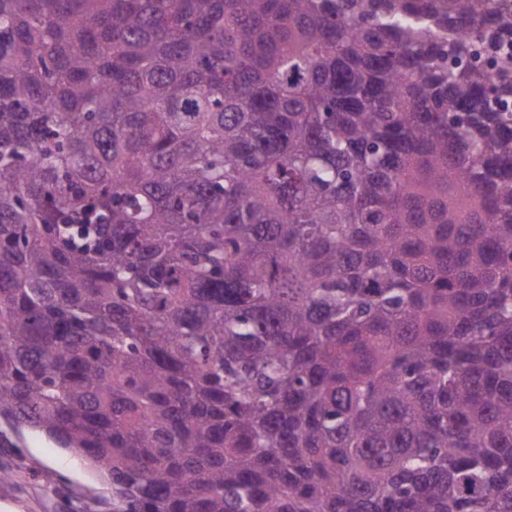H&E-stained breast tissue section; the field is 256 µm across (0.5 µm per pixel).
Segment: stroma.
<instances>
[{
  "label": "stroma",
  "instance_id": "1",
  "mask_svg": "<svg viewBox=\"0 0 512 512\" xmlns=\"http://www.w3.org/2000/svg\"><path fill=\"white\" fill-rule=\"evenodd\" d=\"M0 512H112V487L83 458L41 433L23 430L0 448Z\"/></svg>",
  "mask_w": 512,
  "mask_h": 512
}]
</instances>
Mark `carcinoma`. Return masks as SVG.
Here are the masks:
<instances>
[{"label":"carcinoma","instance_id":"obj_1","mask_svg":"<svg viewBox=\"0 0 512 512\" xmlns=\"http://www.w3.org/2000/svg\"><path fill=\"white\" fill-rule=\"evenodd\" d=\"M112 512H512V7L0 0V447Z\"/></svg>","mask_w":512,"mask_h":512}]
</instances>
